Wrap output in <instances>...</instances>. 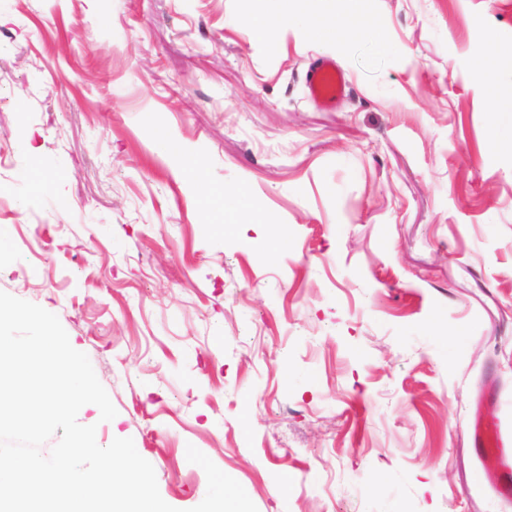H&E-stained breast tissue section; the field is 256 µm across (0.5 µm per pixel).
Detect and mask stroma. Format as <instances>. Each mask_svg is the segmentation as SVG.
<instances>
[{
	"mask_svg": "<svg viewBox=\"0 0 512 512\" xmlns=\"http://www.w3.org/2000/svg\"><path fill=\"white\" fill-rule=\"evenodd\" d=\"M275 11L0 0V291L57 315L117 410L79 423L180 512L190 446L258 512H512L469 440L478 406L512 438V0H338L340 39L257 41ZM304 84L312 100L329 107L345 96L348 80L334 59L322 58L308 68Z\"/></svg>",
	"mask_w": 512,
	"mask_h": 512,
	"instance_id": "obj_1",
	"label": "stroma"
}]
</instances>
